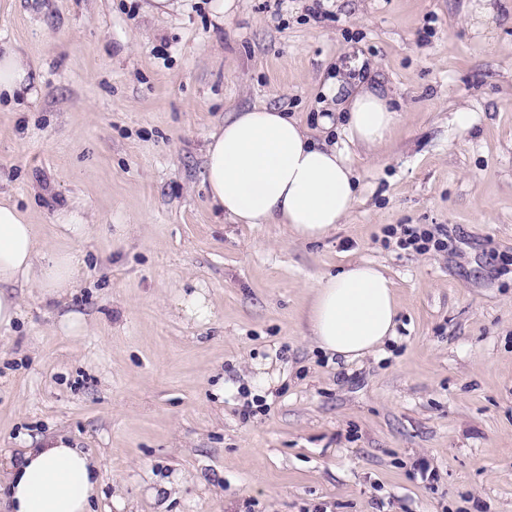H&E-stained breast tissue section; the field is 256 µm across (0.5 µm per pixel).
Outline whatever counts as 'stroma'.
<instances>
[{"label": "stroma", "mask_w": 512, "mask_h": 512, "mask_svg": "<svg viewBox=\"0 0 512 512\" xmlns=\"http://www.w3.org/2000/svg\"><path fill=\"white\" fill-rule=\"evenodd\" d=\"M143 2L0 8L41 74L26 111L0 104V179L40 243L60 246L76 201L105 223L69 305L30 290L0 332V460L68 434L101 463L93 512H512V0L478 25L465 0H325L319 18L314 0H239L220 25L209 0ZM332 75L387 87L400 114L354 153L345 223L301 244L224 220L202 188L213 124L263 103L320 135ZM406 224L447 249L400 248ZM357 260L392 278L398 338L333 364L305 337L310 289ZM186 282L212 323L174 314ZM67 308L86 336L55 330ZM265 359L278 381L255 397ZM143 5V12L154 16H170L180 14L188 8L189 0H148Z\"/></svg>", "instance_id": "stroma-1"}]
</instances>
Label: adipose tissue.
Returning a JSON list of instances; mask_svg holds the SVG:
<instances>
[{
  "label": "adipose tissue",
  "instance_id": "1",
  "mask_svg": "<svg viewBox=\"0 0 512 512\" xmlns=\"http://www.w3.org/2000/svg\"><path fill=\"white\" fill-rule=\"evenodd\" d=\"M39 80L36 61L14 40L0 39V100L25 106ZM324 130L335 141L315 140L284 112L255 105L228 113L210 131L204 185L211 203L234 224H281L298 242L332 236L356 202L353 149L381 148L398 122L388 90L351 85L337 76L322 87ZM99 219L85 209L59 214L57 235L73 243L63 251L37 241L26 213L0 191V329L21 316V293L38 289L65 301L82 287L77 247L87 245ZM399 304L384 267L356 261L321 276L306 314V336L327 359L353 362L384 352L397 337ZM101 466L64 434L42 437L16 461L0 463V496L9 512H91Z\"/></svg>",
  "mask_w": 512,
  "mask_h": 512
}]
</instances>
